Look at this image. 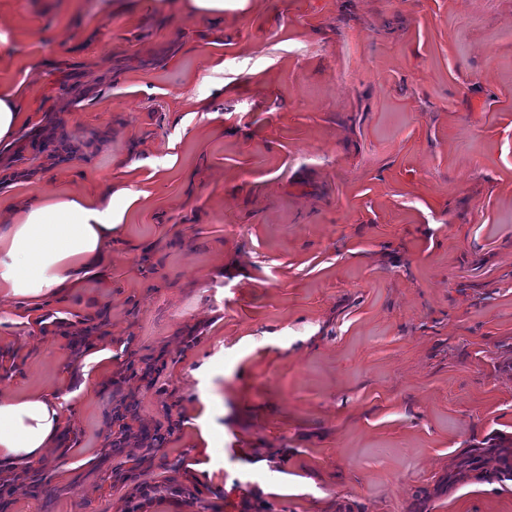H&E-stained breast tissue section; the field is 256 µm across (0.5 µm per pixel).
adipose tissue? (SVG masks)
<instances>
[{"label": "adipose tissue", "mask_w": 512, "mask_h": 512, "mask_svg": "<svg viewBox=\"0 0 512 512\" xmlns=\"http://www.w3.org/2000/svg\"><path fill=\"white\" fill-rule=\"evenodd\" d=\"M118 221L111 204L78 195L21 207L0 228V293L25 302L59 298L74 272L98 265ZM60 428L59 411L47 399L0 395V461H38Z\"/></svg>", "instance_id": "adipose-tissue-1"}]
</instances>
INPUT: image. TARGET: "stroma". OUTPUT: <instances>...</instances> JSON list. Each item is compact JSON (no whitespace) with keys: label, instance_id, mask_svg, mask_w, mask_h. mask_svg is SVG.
Here are the masks:
<instances>
[{"label":"stroma","instance_id":"obj_1","mask_svg":"<svg viewBox=\"0 0 512 512\" xmlns=\"http://www.w3.org/2000/svg\"><path fill=\"white\" fill-rule=\"evenodd\" d=\"M0 91V226L137 196L0 295V394L61 414L0 512H512V0H0ZM21 119L20 107L10 93H0V140L9 139ZM117 213L112 196L98 204L59 195L21 207L0 229V293L24 302L59 298L74 272L98 265ZM134 419L140 422L139 429L136 432L132 425L124 424L120 427L119 435L115 440H112V445L116 448H132L130 455L133 456L135 455L134 449L148 448L151 446L150 444L145 446V426L141 423L140 418L134 415Z\"/></svg>","mask_w":512,"mask_h":512}]
</instances>
